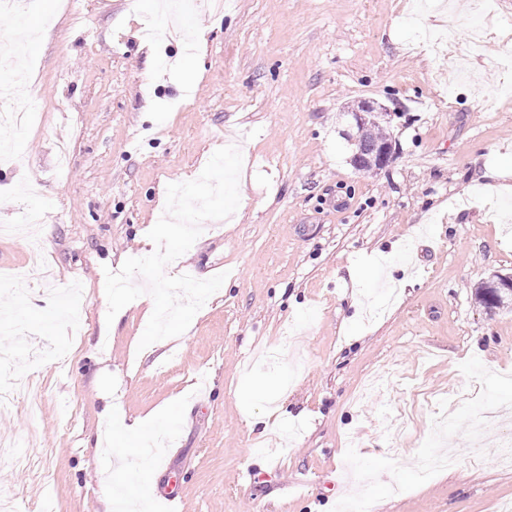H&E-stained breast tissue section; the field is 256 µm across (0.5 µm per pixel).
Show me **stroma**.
I'll list each match as a JSON object with an SVG mask.
<instances>
[{
  "label": "stroma",
  "mask_w": 512,
  "mask_h": 512,
  "mask_svg": "<svg viewBox=\"0 0 512 512\" xmlns=\"http://www.w3.org/2000/svg\"><path fill=\"white\" fill-rule=\"evenodd\" d=\"M48 41L22 46L24 103L38 126L15 136L0 166V224L43 212L35 233L50 278L0 280V309L23 308L25 330L0 383L16 408L0 437L24 448L0 467L15 512H105L116 480L107 418L159 415L164 443L141 482L184 489L187 512H496L512 499V308L476 299L512 275V230L490 221L486 173L512 185V73L483 68L479 85L450 82L474 23L428 0H230L187 21L204 47L146 39L164 26L153 0H73ZM484 58L512 48V0H485ZM383 107L394 146L382 169L351 164L348 106ZM234 142L240 205L202 231L165 272L226 273L180 336L138 343L150 316L133 301L106 326L105 270L141 254L165 211L166 188L198 178ZM77 311L53 312L59 285ZM64 349L61 364L38 357ZM460 396L437 429L435 399ZM282 409L266 433L249 422ZM453 468L422 480L425 457Z\"/></svg>",
  "instance_id": "stroma-1"
}]
</instances>
